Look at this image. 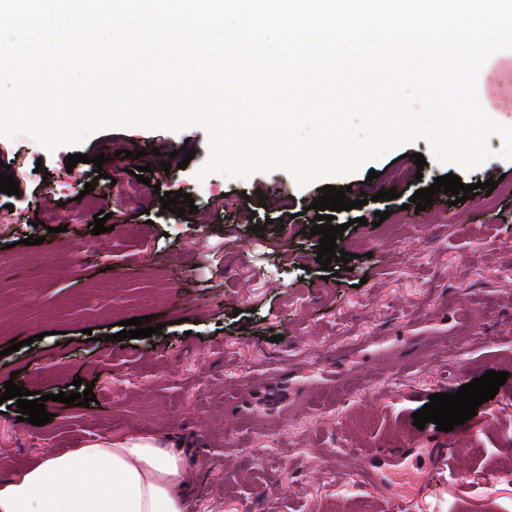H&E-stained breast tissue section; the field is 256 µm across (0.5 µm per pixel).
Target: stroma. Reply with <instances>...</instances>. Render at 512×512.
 Listing matches in <instances>:
<instances>
[{"label": "stroma", "mask_w": 512, "mask_h": 512, "mask_svg": "<svg viewBox=\"0 0 512 512\" xmlns=\"http://www.w3.org/2000/svg\"><path fill=\"white\" fill-rule=\"evenodd\" d=\"M489 145L492 157L460 174L475 197L437 193L421 212L409 206L415 191L453 171L427 140L328 178L370 200L336 213V244L351 259L325 280L319 239L302 233L317 185L299 187L282 169L197 179L202 128L113 127L51 151L0 136V161L19 183L18 194L0 192V385L49 395L52 415L35 426L0 413V475L133 432L207 459L186 512H391L396 495L411 512H512V159L499 137ZM134 146L142 157L127 156ZM184 147L195 152L186 168L161 167ZM76 153L88 162L66 169ZM146 165L147 185L133 174ZM74 179L92 184L96 209L63 192ZM489 179L490 193L479 187ZM155 182L191 194L197 213L162 209ZM392 187L397 198L375 200ZM98 209L112 225L100 235ZM378 211L388 217L376 226ZM146 315L160 333L115 340L120 321ZM488 370L507 381L471 420L413 428L430 395ZM78 377L93 383L95 403L53 401ZM449 443L464 459L424 482L411 457L387 472L385 492L362 471L378 445Z\"/></svg>", "instance_id": "stroma-1"}]
</instances>
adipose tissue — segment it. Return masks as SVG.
<instances>
[{
  "label": "adipose tissue",
  "mask_w": 512,
  "mask_h": 512,
  "mask_svg": "<svg viewBox=\"0 0 512 512\" xmlns=\"http://www.w3.org/2000/svg\"><path fill=\"white\" fill-rule=\"evenodd\" d=\"M190 467L152 437H94L1 476L0 512H185Z\"/></svg>",
  "instance_id": "obj_1"
}]
</instances>
